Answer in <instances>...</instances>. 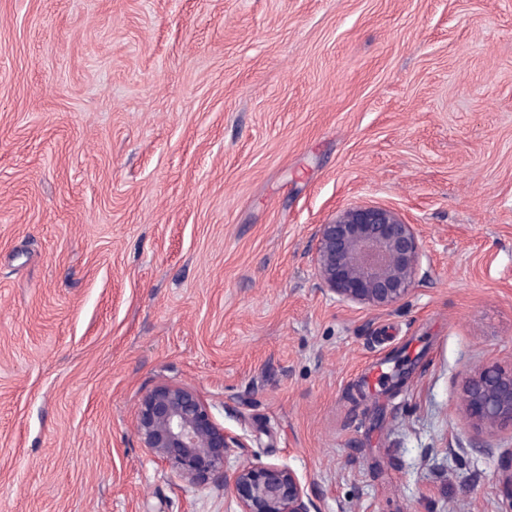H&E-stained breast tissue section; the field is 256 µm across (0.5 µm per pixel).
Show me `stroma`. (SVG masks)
<instances>
[{
	"mask_svg": "<svg viewBox=\"0 0 512 512\" xmlns=\"http://www.w3.org/2000/svg\"><path fill=\"white\" fill-rule=\"evenodd\" d=\"M418 225L415 284L342 303L316 231ZM410 378L366 392L376 359ZM512 0H0V512H238L142 448L194 389L312 512H512ZM462 405L468 418L512 430V368L490 366L469 377L462 394Z\"/></svg>",
	"mask_w": 512,
	"mask_h": 512,
	"instance_id": "35a3bbf8",
	"label": "stroma"
}]
</instances>
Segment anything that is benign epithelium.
I'll list each match as a JSON object with an SVG mask.
<instances>
[{"instance_id": "obj_1", "label": "benign epithelium", "mask_w": 512, "mask_h": 512, "mask_svg": "<svg viewBox=\"0 0 512 512\" xmlns=\"http://www.w3.org/2000/svg\"><path fill=\"white\" fill-rule=\"evenodd\" d=\"M425 255L422 234L396 211L360 204L318 227L315 263L322 287L339 301L390 307L411 290ZM468 418L512 430V368L487 367L469 377L462 394ZM142 447L192 482L224 481L239 512H310L295 472L275 464H245L233 472L227 458L243 447L218 423L193 389L161 384L138 409Z\"/></svg>"}]
</instances>
